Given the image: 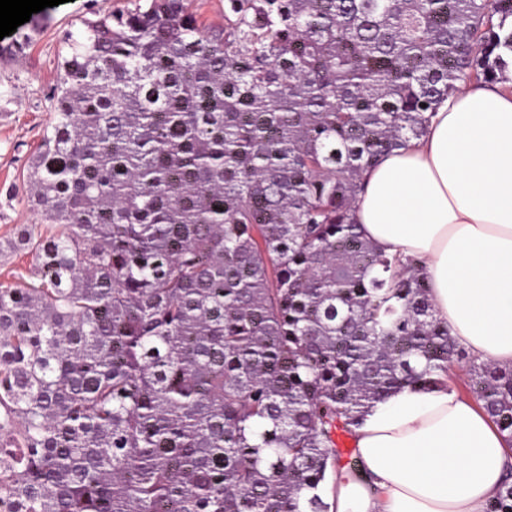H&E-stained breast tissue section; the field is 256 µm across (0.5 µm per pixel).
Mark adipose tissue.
Here are the masks:
<instances>
[{"mask_svg": "<svg viewBox=\"0 0 512 512\" xmlns=\"http://www.w3.org/2000/svg\"><path fill=\"white\" fill-rule=\"evenodd\" d=\"M363 185V236L418 259L450 335L478 360L512 367V90L459 86ZM353 441L358 466L333 474L331 512H486L512 472V444L445 386L378 403Z\"/></svg>", "mask_w": 512, "mask_h": 512, "instance_id": "1", "label": "adipose tissue"}]
</instances>
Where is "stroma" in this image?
I'll return each instance as SVG.
<instances>
[{
	"label": "stroma",
	"mask_w": 512,
	"mask_h": 512,
	"mask_svg": "<svg viewBox=\"0 0 512 512\" xmlns=\"http://www.w3.org/2000/svg\"><path fill=\"white\" fill-rule=\"evenodd\" d=\"M117 0H64L36 13L38 29L25 56L0 61V238L37 223L19 186L30 154L54 116L52 88L68 32L102 16Z\"/></svg>",
	"instance_id": "stroma-1"
}]
</instances>
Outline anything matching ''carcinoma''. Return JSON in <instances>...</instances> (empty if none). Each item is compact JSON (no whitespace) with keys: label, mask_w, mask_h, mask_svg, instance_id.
Listing matches in <instances>:
<instances>
[{"label":"carcinoma","mask_w":512,"mask_h":512,"mask_svg":"<svg viewBox=\"0 0 512 512\" xmlns=\"http://www.w3.org/2000/svg\"><path fill=\"white\" fill-rule=\"evenodd\" d=\"M66 44L40 223L0 240L36 259L0 288V512H329L338 433L465 359L512 438V367L355 222L364 170L512 70V0H127Z\"/></svg>","instance_id":"cac0c4a2"}]
</instances>
